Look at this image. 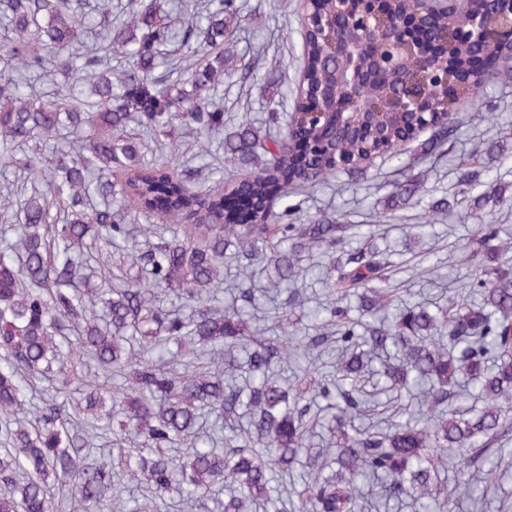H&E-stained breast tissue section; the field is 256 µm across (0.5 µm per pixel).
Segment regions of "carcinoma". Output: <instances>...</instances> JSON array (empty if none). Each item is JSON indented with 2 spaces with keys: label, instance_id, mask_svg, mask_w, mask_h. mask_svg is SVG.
<instances>
[{
  "label": "carcinoma",
  "instance_id": "obj_1",
  "mask_svg": "<svg viewBox=\"0 0 512 512\" xmlns=\"http://www.w3.org/2000/svg\"><path fill=\"white\" fill-rule=\"evenodd\" d=\"M171 5L173 18L157 0H125L122 18L101 25L94 46L83 36L96 26L99 0H0V164L27 179L10 216L16 241L0 250V512H61L67 504L123 512L112 449L93 446L102 434L127 447L128 473L147 476L151 508L174 488L186 503L202 502L218 482L223 512H248L268 500L269 474L308 454L306 437L318 425L309 391L282 386L274 367L326 350L336 351L335 376L312 392L334 410L331 439L309 458L298 512H363L356 488L364 481L387 512L408 500L423 512L462 502L483 508L512 432V241L494 211L483 210L496 203L499 176L480 150L456 153L458 93L446 81L457 71L471 75L464 97L503 130L487 88L511 85L512 69L486 74L478 64L492 47L512 57L508 29L494 30L489 43L457 34L476 16L495 23L496 0L438 8L421 0H310L316 22L303 46L306 90L295 96L292 128L268 114L278 129L268 136L251 119L225 127L215 97L234 77L224 49L236 46L242 28L237 0ZM371 17L403 25L407 41L430 53L433 83L448 95V122L433 126L418 163L446 158L458 177L452 201L422 208L417 234L451 222L460 207L477 224L457 299L435 313L416 303L393 322L383 311L398 298L390 285L395 261L370 247L346 249L355 225L330 214L305 217L290 203L343 175L366 180L367 160L394 158L417 137L420 118L392 100L424 58L408 51L393 65L386 35L367 26ZM132 123L154 144L155 159L141 156L127 131ZM179 128L196 134L203 153L219 141L225 165L250 167L253 178L205 185L204 169L179 161ZM392 185L401 207L419 205L420 183L397 169ZM480 186L486 193L472 196ZM274 198L284 203L279 212ZM54 206L61 215H51ZM138 213L180 223L184 235L166 238L143 224L135 234ZM139 235L159 242L143 248ZM89 238L102 253L122 251L141 274H114L111 287H96ZM315 251L336 254V265L323 278L331 299L312 310V331L295 343L249 329L254 258L270 254L280 284ZM229 257L237 296L220 309L210 288ZM171 294L177 310L160 305ZM303 306L285 299L277 321L292 324L290 314ZM90 361L104 378H124L125 388L89 387ZM37 379L53 386L22 420L24 391ZM461 379L482 407H454ZM387 391L396 396L381 409L385 427L356 426ZM242 407L244 431L230 425ZM179 445L189 448L184 460L166 454ZM333 465L336 474L324 475ZM450 466L455 484L442 502L438 486Z\"/></svg>",
  "mask_w": 512,
  "mask_h": 512
}]
</instances>
